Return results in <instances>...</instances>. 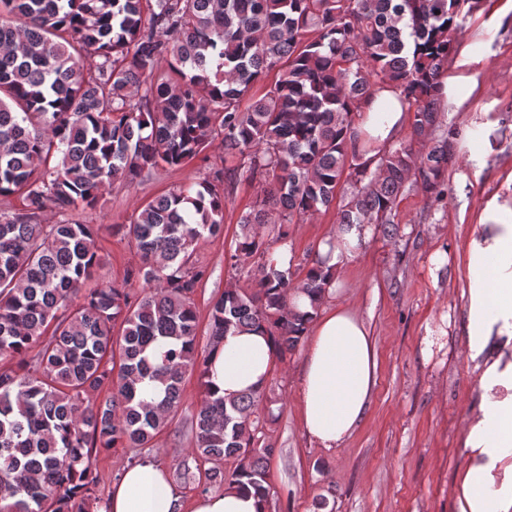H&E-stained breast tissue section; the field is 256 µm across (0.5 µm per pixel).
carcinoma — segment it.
I'll use <instances>...</instances> for the list:
<instances>
[{
  "instance_id": "carcinoma-1",
  "label": "carcinoma",
  "mask_w": 512,
  "mask_h": 512,
  "mask_svg": "<svg viewBox=\"0 0 512 512\" xmlns=\"http://www.w3.org/2000/svg\"><path fill=\"white\" fill-rule=\"evenodd\" d=\"M467 0H0V512H99L93 458L152 448L200 385L191 419L197 485L253 489L271 502L278 419L265 391L227 402L206 382L212 349L256 329L274 362L302 341L333 289L317 258L279 269L272 245L343 198L338 224L397 232L408 183L436 200L458 131L445 127L438 78L455 53ZM271 71L279 79L253 88ZM412 112L410 132L372 156L355 114L375 88ZM220 138L224 166L176 185L109 227L139 263L94 282L100 224L73 212L106 190L199 159ZM262 184L227 256L254 287L209 302L200 242L224 234L240 181ZM58 215L41 222L44 212ZM141 281L139 293L130 288ZM310 300L301 312L295 292Z\"/></svg>"
}]
</instances>
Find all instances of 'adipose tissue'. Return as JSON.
<instances>
[{"label": "adipose tissue", "instance_id": "adipose-tissue-1", "mask_svg": "<svg viewBox=\"0 0 512 512\" xmlns=\"http://www.w3.org/2000/svg\"><path fill=\"white\" fill-rule=\"evenodd\" d=\"M408 114L391 89L376 92L356 124L360 149H378L403 131ZM354 224L320 243L340 269L369 239ZM466 356L477 409L464 425L465 460L456 478L455 512H512V205L490 203L465 250ZM377 359L366 321L353 305L319 312L306 338L298 397L307 437L335 448L360 426L376 382ZM272 373L266 339L231 333L217 346L210 379L225 398L263 388ZM251 494L225 490L185 503L165 466L146 456L112 485L106 512H264Z\"/></svg>", "mask_w": 512, "mask_h": 512}]
</instances>
